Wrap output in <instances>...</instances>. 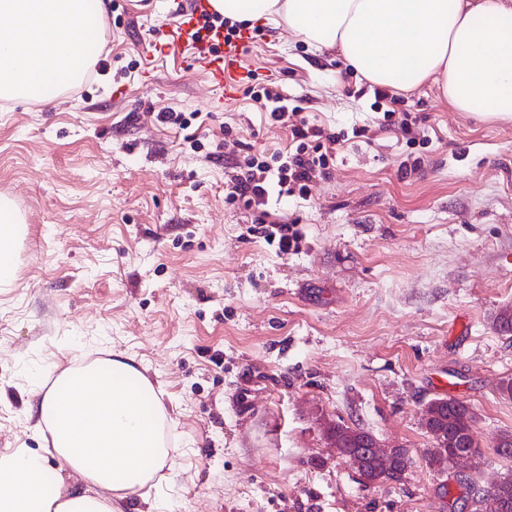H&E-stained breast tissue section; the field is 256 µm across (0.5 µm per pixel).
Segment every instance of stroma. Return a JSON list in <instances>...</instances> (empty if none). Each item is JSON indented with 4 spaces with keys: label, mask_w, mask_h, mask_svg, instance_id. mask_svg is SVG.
<instances>
[{
    "label": "stroma",
    "mask_w": 512,
    "mask_h": 512,
    "mask_svg": "<svg viewBox=\"0 0 512 512\" xmlns=\"http://www.w3.org/2000/svg\"><path fill=\"white\" fill-rule=\"evenodd\" d=\"M107 2L78 83L0 98V197L25 225L0 288V453L43 447L41 378L123 354L163 389L175 453L122 512H475L512 473L489 452L512 431V337L492 325L512 307V122L432 82L388 106L337 52L260 22L254 86L348 135L306 198L273 202L300 233L283 254L226 203L224 172L244 146L289 149V129L244 92L216 109L180 55L149 58L185 0ZM437 396L475 409L483 459L429 468ZM326 420L409 448L403 481L357 483Z\"/></svg>",
    "instance_id": "35a3bbf8"
}]
</instances>
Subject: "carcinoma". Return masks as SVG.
<instances>
[{"label": "carcinoma", "mask_w": 512, "mask_h": 512, "mask_svg": "<svg viewBox=\"0 0 512 512\" xmlns=\"http://www.w3.org/2000/svg\"><path fill=\"white\" fill-rule=\"evenodd\" d=\"M493 326L504 336L512 335V308L501 309L494 317ZM436 412L432 430L443 432L448 444L438 439H431V448L427 449V464L439 471L450 469V456L459 452L470 454L476 459L483 456L477 439L476 420L471 406L453 397H436ZM328 430L338 432L346 437L342 451L349 459L361 461L365 467L364 475L367 485H378L403 481L404 474L412 464L410 449L402 450L391 468L385 469L372 457L370 444L374 435L363 428L353 429L342 423H330ZM497 456L512 458V432H503L491 446ZM478 512H512V474H507L499 483H494L476 497Z\"/></svg>", "instance_id": "cac0c4a2"}]
</instances>
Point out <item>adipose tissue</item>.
Returning a JSON list of instances; mask_svg holds the SVG:
<instances>
[{"label":"adipose tissue","instance_id":"1","mask_svg":"<svg viewBox=\"0 0 512 512\" xmlns=\"http://www.w3.org/2000/svg\"><path fill=\"white\" fill-rule=\"evenodd\" d=\"M231 21H284L309 43L338 48L371 82L440 85L458 112L512 121V0H214ZM105 0H0V97L48 99L83 75L82 39ZM21 217L0 199V285L13 277ZM162 392L131 357L71 368L30 411L53 452L84 480L46 488L45 457L0 456V512H117L171 459Z\"/></svg>","mask_w":512,"mask_h":512}]
</instances>
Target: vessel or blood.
I'll return each instance as SVG.
<instances>
[{
    "label": "vessel or blood",
    "mask_w": 512,
    "mask_h": 512,
    "mask_svg": "<svg viewBox=\"0 0 512 512\" xmlns=\"http://www.w3.org/2000/svg\"><path fill=\"white\" fill-rule=\"evenodd\" d=\"M211 0H186L182 12L166 31L170 48L186 49L192 68L202 73L208 82L233 100L240 87L242 51L251 42L249 32H242L232 41H225L220 28H204L205 16L213 15Z\"/></svg>",
    "instance_id": "1"
}]
</instances>
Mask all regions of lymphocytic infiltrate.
Here are the masks:
<instances>
[{"instance_id":"obj_1","label":"lymphocytic infiltrate","mask_w":512,"mask_h":512,"mask_svg":"<svg viewBox=\"0 0 512 512\" xmlns=\"http://www.w3.org/2000/svg\"><path fill=\"white\" fill-rule=\"evenodd\" d=\"M271 121L288 124L292 144L288 151L247 153L224 174L229 203L259 209L257 223L263 238L277 241L280 252L297 248L299 234L278 213L267 208L271 191L279 195L304 194L308 183L327 173L340 137L311 124L300 112L289 111L280 94L263 91Z\"/></svg>"}]
</instances>
